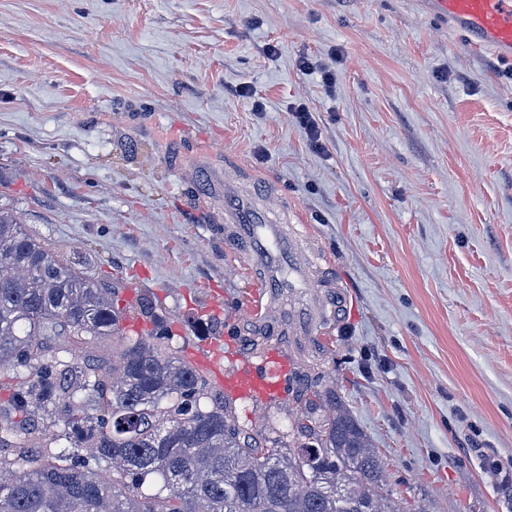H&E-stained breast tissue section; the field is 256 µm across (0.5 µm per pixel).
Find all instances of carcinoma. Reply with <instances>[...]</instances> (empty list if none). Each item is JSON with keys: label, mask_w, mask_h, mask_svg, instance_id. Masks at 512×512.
Returning <instances> with one entry per match:
<instances>
[{"label": "carcinoma", "mask_w": 512, "mask_h": 512, "mask_svg": "<svg viewBox=\"0 0 512 512\" xmlns=\"http://www.w3.org/2000/svg\"><path fill=\"white\" fill-rule=\"evenodd\" d=\"M118 281L52 252L0 208V512H409L386 493L370 436L315 379L283 447L245 430L232 402L171 345L158 306L132 310L154 329L124 335ZM90 350L63 354L55 337ZM62 426L85 459L56 450Z\"/></svg>", "instance_id": "obj_1"}]
</instances>
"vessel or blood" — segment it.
<instances>
[{
    "label": "vessel or blood",
    "mask_w": 512,
    "mask_h": 512,
    "mask_svg": "<svg viewBox=\"0 0 512 512\" xmlns=\"http://www.w3.org/2000/svg\"><path fill=\"white\" fill-rule=\"evenodd\" d=\"M426 8L447 19L449 30L474 50L512 61V0H427ZM277 192V185L267 182L258 194L245 195L233 182H225L224 242L237 255L247 257L257 283L244 307L245 318L258 323L268 336L307 335L326 314L315 289L334 287L335 282L321 263L305 257L298 243L299 230L275 223L261 206V197ZM287 292L304 294L305 299L289 318L272 315L275 300ZM223 358V337L211 338L206 362L232 398L276 402L286 395L288 361L278 350L258 352L254 359L229 369L223 367Z\"/></svg>",
    "instance_id": "1"
}]
</instances>
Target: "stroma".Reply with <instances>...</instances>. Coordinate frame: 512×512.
I'll return each instance as SVG.
<instances>
[{
	"mask_svg": "<svg viewBox=\"0 0 512 512\" xmlns=\"http://www.w3.org/2000/svg\"><path fill=\"white\" fill-rule=\"evenodd\" d=\"M275 54H266V46ZM309 58L312 72L300 70ZM420 0H0V205L173 346L251 357L224 161L333 266L341 321L278 337L319 364L410 512H512V81ZM334 77L325 85L322 72ZM312 112L321 149L294 118ZM217 314H200L212 290ZM295 389L238 400L287 444Z\"/></svg>",
	"mask_w": 512,
	"mask_h": 512,
	"instance_id": "1",
	"label": "stroma"
}]
</instances>
